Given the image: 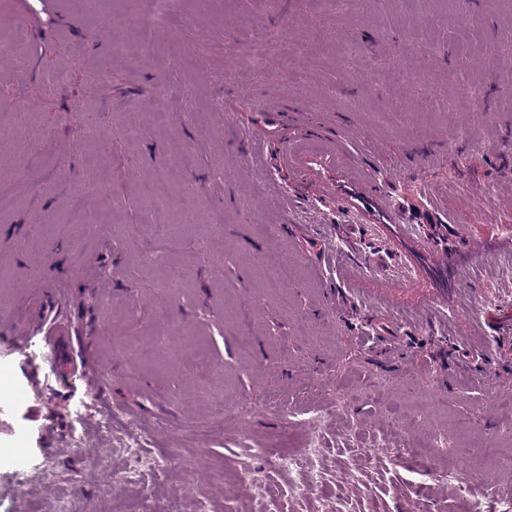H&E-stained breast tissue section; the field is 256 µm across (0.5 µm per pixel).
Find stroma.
<instances>
[{
	"label": "stroma",
	"instance_id": "obj_1",
	"mask_svg": "<svg viewBox=\"0 0 512 512\" xmlns=\"http://www.w3.org/2000/svg\"><path fill=\"white\" fill-rule=\"evenodd\" d=\"M0 0V178L16 197L0 212V512H264L238 491L245 446L287 449L300 430L269 408L328 413L324 482L294 498L267 471L277 512H512L492 480L458 461L452 485L425 482L449 459L426 447L433 427L463 425L495 441L512 414V38L500 0ZM456 75L483 115L455 112ZM98 123L86 127L84 115ZM235 120H225V113ZM309 112L336 137V165L309 145L286 212L268 206L265 174L242 165L253 129ZM376 112L398 113L389 125ZM173 185L154 200L152 175ZM388 169L381 189L428 215L425 248L404 216L373 223L357 194L323 184ZM96 234L71 228L81 183ZM365 271L327 258L320 221ZM172 224L165 240L151 227ZM138 226L128 237L127 226ZM218 233L225 251L197 237ZM298 274L268 293L259 255L285 238ZM184 288L160 286L168 266ZM67 284L73 328L54 362L41 337L9 341L8 319L48 278ZM232 402H225V390ZM440 404H431V396ZM167 464L150 491L124 474L130 429ZM388 437L389 448L371 443ZM56 479H47L43 463Z\"/></svg>",
	"mask_w": 512,
	"mask_h": 512
}]
</instances>
